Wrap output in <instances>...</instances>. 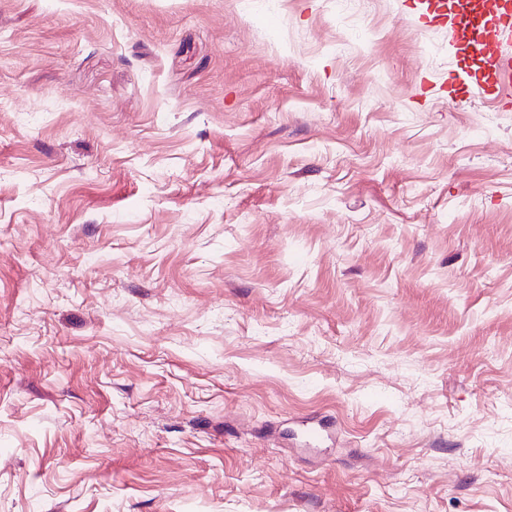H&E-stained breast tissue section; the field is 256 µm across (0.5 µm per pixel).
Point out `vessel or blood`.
I'll list each match as a JSON object with an SVG mask.
<instances>
[{"label":"vessel or blood","mask_w":512,"mask_h":512,"mask_svg":"<svg viewBox=\"0 0 512 512\" xmlns=\"http://www.w3.org/2000/svg\"><path fill=\"white\" fill-rule=\"evenodd\" d=\"M451 28L488 64L480 77L458 75L460 83L492 89L497 95L512 91V56L503 43L512 38V0H453Z\"/></svg>","instance_id":"1"}]
</instances>
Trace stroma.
<instances>
[{
  "mask_svg": "<svg viewBox=\"0 0 512 512\" xmlns=\"http://www.w3.org/2000/svg\"><path fill=\"white\" fill-rule=\"evenodd\" d=\"M420 0H0V512H512V109Z\"/></svg>",
  "mask_w": 512,
  "mask_h": 512,
  "instance_id": "1",
  "label": "stroma"
}]
</instances>
